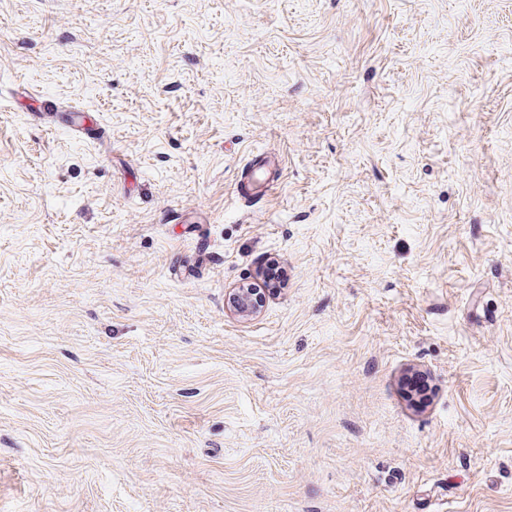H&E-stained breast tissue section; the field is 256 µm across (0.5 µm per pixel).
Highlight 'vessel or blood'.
Wrapping results in <instances>:
<instances>
[{
	"label": "vessel or blood",
	"instance_id": "1",
	"mask_svg": "<svg viewBox=\"0 0 512 512\" xmlns=\"http://www.w3.org/2000/svg\"><path fill=\"white\" fill-rule=\"evenodd\" d=\"M14 102L38 99L37 111L27 113L30 126L41 133L67 131L75 140L100 144L105 142L106 128L98 115L76 105L62 104L49 93L37 90L21 76L9 80ZM284 165L281 155L262 153L249 160L235 185L236 195L243 200H257L269 195L277 185L276 175Z\"/></svg>",
	"mask_w": 512,
	"mask_h": 512
}]
</instances>
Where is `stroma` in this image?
Segmentation results:
<instances>
[{
  "mask_svg": "<svg viewBox=\"0 0 512 512\" xmlns=\"http://www.w3.org/2000/svg\"><path fill=\"white\" fill-rule=\"evenodd\" d=\"M0 69L112 135L0 89V512H512V0H0ZM9 85L13 101L18 105L26 99H38V112H27L25 116L28 125L35 127L42 134L65 130L80 142L112 144L105 136L106 127L99 114L77 105L61 104L52 94L37 90L26 78L19 75L11 77ZM281 155L264 152L249 160L235 185L241 200H257L269 195L277 185L276 174L283 169ZM228 303L239 315L249 316L260 307V291L257 288H236L229 293Z\"/></svg>",
  "mask_w": 512,
  "mask_h": 512,
  "instance_id": "obj_1",
  "label": "stroma"
}]
</instances>
